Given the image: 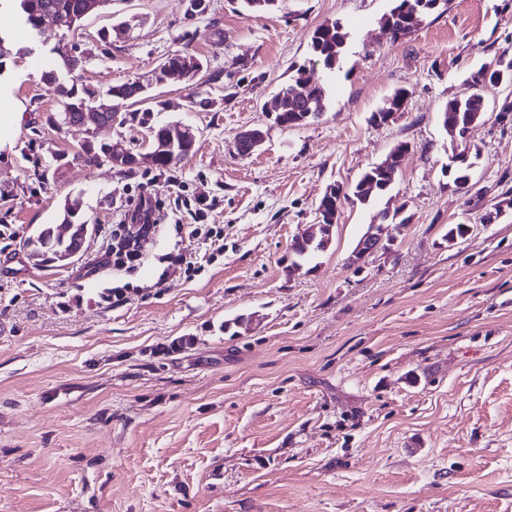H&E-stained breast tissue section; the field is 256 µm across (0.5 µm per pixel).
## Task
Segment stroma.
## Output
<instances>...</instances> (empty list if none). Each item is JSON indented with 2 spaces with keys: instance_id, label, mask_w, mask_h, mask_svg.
<instances>
[{
  "instance_id": "stroma-1",
  "label": "stroma",
  "mask_w": 512,
  "mask_h": 512,
  "mask_svg": "<svg viewBox=\"0 0 512 512\" xmlns=\"http://www.w3.org/2000/svg\"><path fill=\"white\" fill-rule=\"evenodd\" d=\"M393 0H284L259 16L210 0H112L70 33L29 37L0 15V77L22 106L0 152V512H512V118L487 85L470 192L448 170V98L485 62L512 51V0H448L406 38L380 23ZM142 25L102 42L131 16ZM348 33L340 69L313 65L325 22ZM80 46L65 85L98 94L148 84L147 121L115 126L133 151L150 127L193 129L176 169L119 172L76 154L87 135L63 124L41 79L56 46ZM203 61L194 84L155 82L175 51ZM327 87L318 119L276 123L269 106L298 70ZM199 87L213 99L191 108ZM389 124L370 121L398 89ZM261 149L238 156L245 130ZM407 144L388 194L344 201L331 240L291 269L292 245L333 183ZM212 207L194 213L193 197ZM80 196L97 233L79 259L40 265L28 237L61 223ZM160 235L128 273L92 272L112 226L141 197ZM401 209L388 252L351 263L384 208ZM467 224L450 243L449 225ZM224 230L223 253L191 246L202 267L170 260L187 225ZM127 286L112 304L108 289Z\"/></svg>"
}]
</instances>
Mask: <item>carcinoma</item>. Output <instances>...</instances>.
Masks as SVG:
<instances>
[{
    "mask_svg": "<svg viewBox=\"0 0 512 512\" xmlns=\"http://www.w3.org/2000/svg\"><path fill=\"white\" fill-rule=\"evenodd\" d=\"M86 0H16L15 7L19 8L23 24L30 32L39 30L43 17L54 14L65 21L64 29L68 32L76 31L84 19L83 8ZM244 8L255 13H272L281 7L283 0H241ZM441 0H395L394 7L381 18L383 26L391 29V37L400 40L411 34L419 25L420 19L427 12L435 9ZM348 33L338 22L324 23L318 26L311 36V50L316 61L323 67L333 71L343 59ZM199 59L192 53L177 51L166 59L155 74V80L162 82L167 72L179 67L182 69L195 68ZM48 84L55 86L56 93L64 97L63 111L81 112L84 107L94 104L95 93H78L75 88H67L57 82L55 72L45 73ZM512 82V59H505V55L482 65L466 79L467 88L471 92L457 95L445 104L441 119L443 126L453 123L462 131L467 126L480 121L488 112V104L481 94V87L486 84ZM148 86L135 80L109 88L106 96L115 101L127 99L130 104H136L146 98ZM325 90L323 84L313 79V74L301 73L294 82L284 89L279 98V114L276 122L287 125L308 117L314 119V114L322 112ZM408 91L399 89L379 109L385 115L389 112H399L406 104ZM181 145L172 149L155 151L152 155V166L159 171L169 170L181 161ZM479 152L469 161H459L453 165V183L459 190L470 188L472 168L476 164ZM388 191L387 179L380 166L374 165L365 170L359 178L346 190L344 198L367 204L376 197H381ZM82 220L81 202L78 198L68 199L64 205L63 222L77 224Z\"/></svg>",
    "mask_w": 512,
    "mask_h": 512,
    "instance_id": "1",
    "label": "carcinoma"
}]
</instances>
